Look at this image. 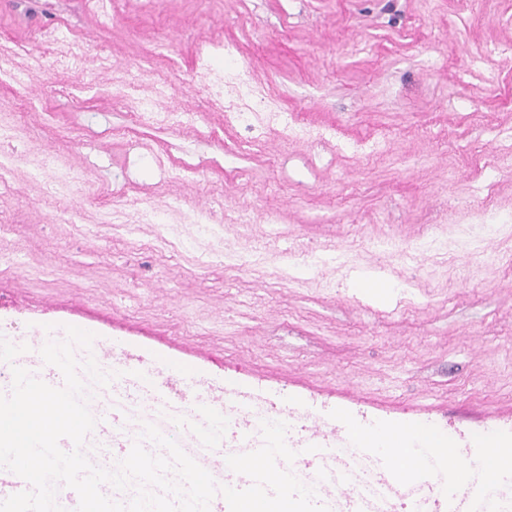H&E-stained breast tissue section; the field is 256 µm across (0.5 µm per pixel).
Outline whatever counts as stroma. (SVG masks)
<instances>
[{
	"label": "stroma",
	"instance_id": "obj_1",
	"mask_svg": "<svg viewBox=\"0 0 512 512\" xmlns=\"http://www.w3.org/2000/svg\"><path fill=\"white\" fill-rule=\"evenodd\" d=\"M61 30L83 42L42 48ZM512 0H0V303L41 330L75 326L160 367L293 395L324 414L433 419L474 438L512 425V223L462 254L495 182L493 130L512 127ZM239 68L258 111L322 140L258 137L206 87ZM166 84L155 96L157 84ZM152 100L153 120L135 117ZM197 124L165 121L169 110ZM371 159L336 149L379 134ZM52 152L70 183L30 179ZM158 209L126 228L135 202ZM77 212L74 223L52 217ZM254 219L239 222L235 211ZM434 241L437 260H401ZM266 260L228 270L222 250ZM376 275L372 295L353 271Z\"/></svg>",
	"mask_w": 512,
	"mask_h": 512
}]
</instances>
